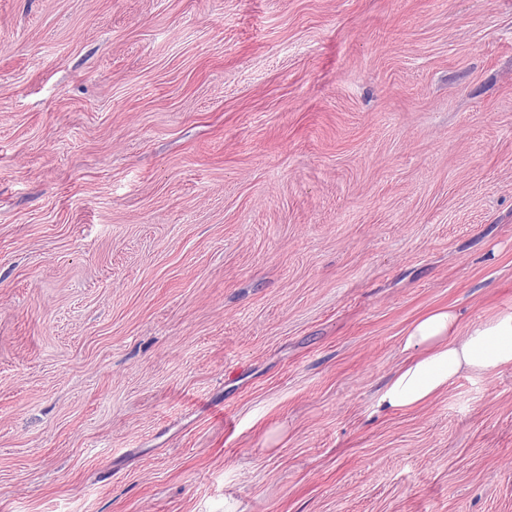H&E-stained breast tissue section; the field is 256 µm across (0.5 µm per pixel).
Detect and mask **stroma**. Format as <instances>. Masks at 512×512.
Instances as JSON below:
<instances>
[{
  "label": "stroma",
  "mask_w": 512,
  "mask_h": 512,
  "mask_svg": "<svg viewBox=\"0 0 512 512\" xmlns=\"http://www.w3.org/2000/svg\"><path fill=\"white\" fill-rule=\"evenodd\" d=\"M512 0H0V512H512ZM461 334L459 314L451 306L415 320L401 341L408 356L382 389L378 407L418 408L465 372L490 374L512 367V310Z\"/></svg>",
  "instance_id": "obj_1"
}]
</instances>
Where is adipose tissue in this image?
<instances>
[{
    "instance_id": "obj_1",
    "label": "adipose tissue",
    "mask_w": 512,
    "mask_h": 512,
    "mask_svg": "<svg viewBox=\"0 0 512 512\" xmlns=\"http://www.w3.org/2000/svg\"><path fill=\"white\" fill-rule=\"evenodd\" d=\"M402 349L407 358L378 398L384 411L421 407L463 373L512 367V310L465 331L454 307L432 310L412 323Z\"/></svg>"
}]
</instances>
